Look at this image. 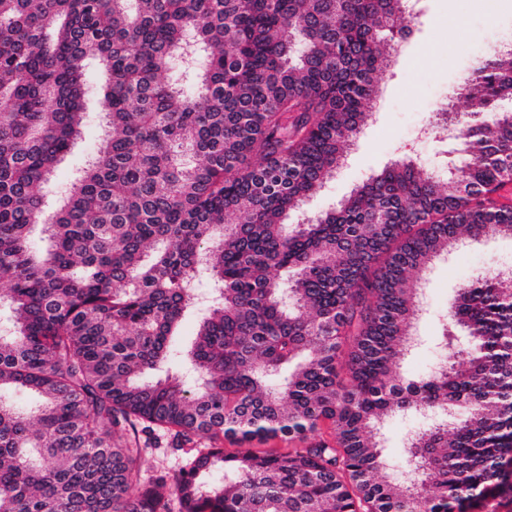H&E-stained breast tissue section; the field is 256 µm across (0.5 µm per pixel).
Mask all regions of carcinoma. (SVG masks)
I'll return each instance as SVG.
<instances>
[{
    "instance_id": "carcinoma-1",
    "label": "carcinoma",
    "mask_w": 512,
    "mask_h": 512,
    "mask_svg": "<svg viewBox=\"0 0 512 512\" xmlns=\"http://www.w3.org/2000/svg\"><path fill=\"white\" fill-rule=\"evenodd\" d=\"M405 2L0 0V391L39 400L0 395V512H471L512 493V277L459 289L437 371L398 367L432 262L463 235L512 238V50L434 115L463 166L398 158L285 225L354 144ZM90 59L108 131L49 212ZM177 61L196 92L161 79ZM202 272L221 297L179 353ZM178 356L190 387L160 373ZM448 408L388 475L377 422ZM157 428L185 460L146 477ZM276 437L296 446L224 448Z\"/></svg>"
}]
</instances>
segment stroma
Listing matches in <instances>:
<instances>
[{
    "mask_svg": "<svg viewBox=\"0 0 512 512\" xmlns=\"http://www.w3.org/2000/svg\"><path fill=\"white\" fill-rule=\"evenodd\" d=\"M417 10L411 35L399 41L389 66L377 77V103L354 145L301 213H289L288 223H296L303 214L331 210L391 160L408 155L430 171L458 159L454 138L433 135L422 139L418 133L429 124L435 104L448 101L465 109L463 78L478 62L493 56L501 41L512 38V0H418ZM87 80L86 117L76 144L53 172L46 199L50 210L70 195L80 171L104 137L101 98L106 76L96 61L88 63ZM511 266L512 240L495 237L479 243L461 238L432 263L421 283L416 340L399 358L404 376L419 378L437 362V338L458 287L476 276ZM426 425V419L410 412L384 422L378 441L389 464L403 462L409 439ZM140 442L141 466L146 473L172 471L181 465L182 454L173 449L166 430L141 436Z\"/></svg>",
    "mask_w": 512,
    "mask_h": 512,
    "instance_id": "stroma-1",
    "label": "stroma"
}]
</instances>
